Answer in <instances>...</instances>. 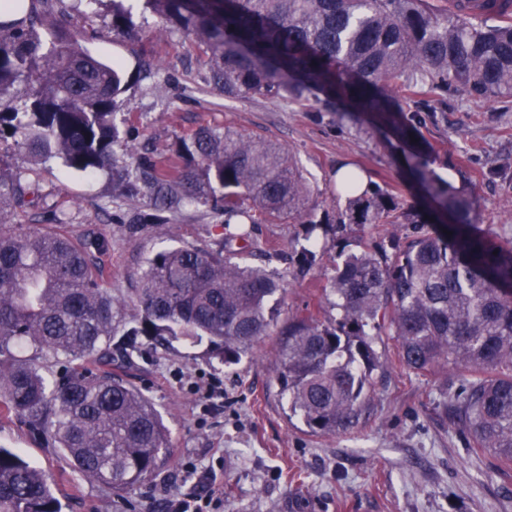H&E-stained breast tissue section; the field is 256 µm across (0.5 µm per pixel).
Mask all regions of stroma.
Returning a JSON list of instances; mask_svg holds the SVG:
<instances>
[{"instance_id":"1","label":"stroma","mask_w":512,"mask_h":512,"mask_svg":"<svg viewBox=\"0 0 512 512\" xmlns=\"http://www.w3.org/2000/svg\"><path fill=\"white\" fill-rule=\"evenodd\" d=\"M133 13L138 26L127 33L112 27V0L92 9L83 0H64L42 28L47 41L62 26L79 32L94 56L121 62L126 73L151 65V76L136 77L124 94L118 114L129 134L120 148L129 166L143 156L171 154L182 139L209 126L289 150L310 181L316 219L334 213L336 171L345 165L361 168L368 181L404 205H418L399 144L385 129L341 117L321 97L305 105L276 96L225 97L196 45L167 31L141 0ZM419 131L438 155L437 172L475 200L476 231L493 241L512 237V102L461 95ZM0 166L31 167L29 179L36 185L26 208L0 215L7 223L49 228L61 219L71 235L90 230L111 237L106 286L122 308V329L133 324L139 276L149 256L178 246L211 248L224 239V218L210 205L168 214L163 224L146 223L155 211L147 190L123 200L109 172H76L57 160L29 166L10 138L0 141ZM253 232L280 252V259L266 264L277 273L286 267L285 254L306 238L317 241L316 262L307 274L285 280L281 309L335 317L323 293L336 263L332 232L320 228L309 236L288 218L255 225ZM375 349L388 372L376 378L356 432L314 436L290 417L279 394L276 338L232 366L211 359L204 342L162 346L141 339L126 378L161 413L173 461L132 491L124 506L110 490L69 468L19 419L0 418V445L51 476L61 489L63 512H165L167 498L207 487L221 495L210 512H512V473L500 471L490 454L473 452L468 430L438 407V383L398 367L393 337H378ZM214 380L224 386L218 411L191 389Z\"/></svg>"}]
</instances>
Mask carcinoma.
<instances>
[{"mask_svg": "<svg viewBox=\"0 0 512 512\" xmlns=\"http://www.w3.org/2000/svg\"><path fill=\"white\" fill-rule=\"evenodd\" d=\"M167 29L192 39L224 96H277L303 103L319 92L369 114L410 147V170L441 218L419 214L376 184L360 189L349 171L337 185L336 233L377 224H413L341 249L323 288L336 317L281 319L283 278L243 256L271 258L251 229L224 235L217 250L163 249L140 275L135 326L116 336L118 315L104 288L102 256L112 241L52 228L22 231L0 219V412L16 417L67 465L122 499L172 461L161 414L122 375L138 337L167 343L207 340L210 354L237 364L268 336L279 339L278 381L307 432L355 430L382 367L378 336L398 344L404 369L441 380L444 407L463 423L471 447L512 465V240L472 229L471 197L436 172L434 150L415 119L442 112L448 97L512 98V20L448 8V0H145ZM52 0H31L26 16L0 21V96L20 102L0 112V139L12 137L32 161L112 171L123 194L143 181L160 210L214 203L224 225L274 224L287 216L312 232L314 204L297 161L280 145L202 127L190 142L142 172L115 151L128 82L120 63L93 57L80 35L39 25ZM132 12L112 6V27L132 29ZM405 103L386 94L393 84ZM416 141H411V138ZM26 170L0 171V208H21ZM309 242L288 256L292 275L316 262ZM66 363L48 382L45 371ZM464 379L448 393V373ZM53 481L0 446V512H61Z\"/></svg>", "mask_w": 512, "mask_h": 512, "instance_id": "1", "label": "carcinoma"}]
</instances>
